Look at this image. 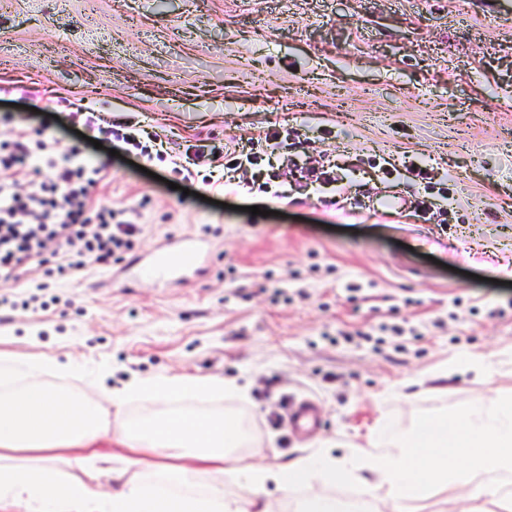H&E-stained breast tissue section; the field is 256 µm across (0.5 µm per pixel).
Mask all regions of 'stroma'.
<instances>
[{"instance_id":"stroma-1","label":"stroma","mask_w":512,"mask_h":512,"mask_svg":"<svg viewBox=\"0 0 512 512\" xmlns=\"http://www.w3.org/2000/svg\"><path fill=\"white\" fill-rule=\"evenodd\" d=\"M77 102L159 134L167 158L81 138ZM267 127L264 189L176 167L191 143L267 153ZM22 129L104 163L95 198L140 228L120 259L51 282L45 308L0 317V347L69 364L48 383L247 387L196 407L238 415L268 462L512 395V0H0V142ZM309 157L342 182L298 186ZM417 164L451 174L447 200ZM184 235L211 244L188 281L106 287ZM462 353L486 374L440 377ZM301 396L323 419L306 440L267 420ZM407 510L501 512L458 485Z\"/></svg>"}]
</instances>
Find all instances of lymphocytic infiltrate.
<instances>
[{
  "label": "lymphocytic infiltrate",
  "mask_w": 512,
  "mask_h": 512,
  "mask_svg": "<svg viewBox=\"0 0 512 512\" xmlns=\"http://www.w3.org/2000/svg\"><path fill=\"white\" fill-rule=\"evenodd\" d=\"M106 168L81 151L18 132L0 145V283L17 282L32 264L54 258L51 273L69 277L92 263L130 251L139 228L117 219L92 190Z\"/></svg>",
  "instance_id": "obj_1"
}]
</instances>
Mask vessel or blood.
I'll return each mask as SVG.
<instances>
[{"mask_svg":"<svg viewBox=\"0 0 512 512\" xmlns=\"http://www.w3.org/2000/svg\"><path fill=\"white\" fill-rule=\"evenodd\" d=\"M206 250V242L194 237L162 242L146 260L140 262L138 273L157 281L183 278L196 266ZM319 423V414L309 401L298 405L287 419L288 426L299 432L313 430Z\"/></svg>","mask_w":512,"mask_h":512,"instance_id":"1","label":"vessel or blood"}]
</instances>
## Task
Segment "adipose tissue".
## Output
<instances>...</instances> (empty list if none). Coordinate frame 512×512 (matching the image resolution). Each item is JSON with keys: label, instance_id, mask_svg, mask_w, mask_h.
Returning a JSON list of instances; mask_svg holds the SVG:
<instances>
[{"label": "adipose tissue", "instance_id": "ef3b65f1", "mask_svg": "<svg viewBox=\"0 0 512 512\" xmlns=\"http://www.w3.org/2000/svg\"><path fill=\"white\" fill-rule=\"evenodd\" d=\"M59 361L0 351V512H280L272 490L317 481L324 491L302 512H342L333 489L359 481L375 499L402 503L450 482L505 501L512 487V399L485 396L400 431L381 422L367 447L342 460L324 449L276 465L247 461L243 425L222 411L199 412L233 383L206 376L156 375L108 391L66 392L43 382ZM121 404L179 402L140 418L109 421L102 399ZM114 440L108 452L96 449ZM119 485L105 494L102 475ZM251 487L226 495L225 479Z\"/></svg>", "mask_w": 512, "mask_h": 512}]
</instances>
